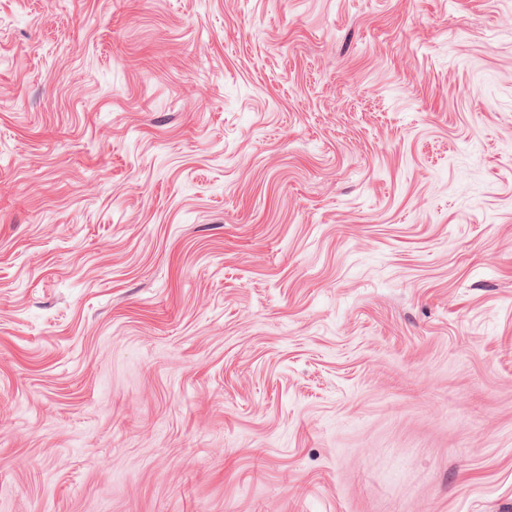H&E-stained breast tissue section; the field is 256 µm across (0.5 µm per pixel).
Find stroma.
Returning a JSON list of instances; mask_svg holds the SVG:
<instances>
[{"mask_svg": "<svg viewBox=\"0 0 512 512\" xmlns=\"http://www.w3.org/2000/svg\"><path fill=\"white\" fill-rule=\"evenodd\" d=\"M0 512H512V0H0Z\"/></svg>", "mask_w": 512, "mask_h": 512, "instance_id": "obj_1", "label": "stroma"}]
</instances>
